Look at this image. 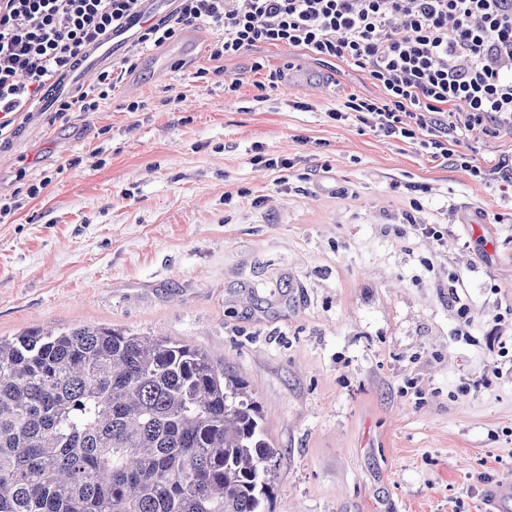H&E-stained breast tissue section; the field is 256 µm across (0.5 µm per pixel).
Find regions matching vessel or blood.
<instances>
[{
    "instance_id": "b4317fda",
    "label": "vessel or blood",
    "mask_w": 512,
    "mask_h": 512,
    "mask_svg": "<svg viewBox=\"0 0 512 512\" xmlns=\"http://www.w3.org/2000/svg\"><path fill=\"white\" fill-rule=\"evenodd\" d=\"M174 10L175 0H143L139 18L108 34L101 45L89 52L81 66L56 82L55 92L68 94L77 91L100 68L111 64L132 47L135 31L142 22L168 17Z\"/></svg>"
}]
</instances>
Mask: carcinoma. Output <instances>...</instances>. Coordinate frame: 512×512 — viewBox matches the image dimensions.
I'll use <instances>...</instances> for the list:
<instances>
[{"label":"carcinoma","mask_w":512,"mask_h":512,"mask_svg":"<svg viewBox=\"0 0 512 512\" xmlns=\"http://www.w3.org/2000/svg\"><path fill=\"white\" fill-rule=\"evenodd\" d=\"M278 455L246 383L191 344L0 338V512H265Z\"/></svg>","instance_id":"cac0c4a2"}]
</instances>
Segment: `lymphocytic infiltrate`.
<instances>
[{"mask_svg": "<svg viewBox=\"0 0 512 512\" xmlns=\"http://www.w3.org/2000/svg\"><path fill=\"white\" fill-rule=\"evenodd\" d=\"M141 0H0V140L91 47L140 12ZM222 26L213 60L254 53L258 90L279 71L264 46L302 50L364 70L375 96L350 95L330 119L356 120L479 179L512 186V162L490 169L460 150L471 132L512 137V0H177L173 17L141 26L138 49L187 26Z\"/></svg>", "mask_w": 512, "mask_h": 512, "instance_id": "1", "label": "lymphocytic infiltrate"}]
</instances>
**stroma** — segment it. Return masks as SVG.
Instances as JSON below:
<instances>
[{
    "instance_id": "35a3bbf8",
    "label": "stroma",
    "mask_w": 512,
    "mask_h": 512,
    "mask_svg": "<svg viewBox=\"0 0 512 512\" xmlns=\"http://www.w3.org/2000/svg\"><path fill=\"white\" fill-rule=\"evenodd\" d=\"M218 35L183 30L196 57L162 75L138 52L95 108L0 144V197L40 188L0 223V336L109 325L221 358L281 451L267 512H492L512 192L331 120L376 94L365 72L267 46L219 75ZM257 56L282 73L262 92ZM259 154L293 161L287 183Z\"/></svg>"
}]
</instances>
